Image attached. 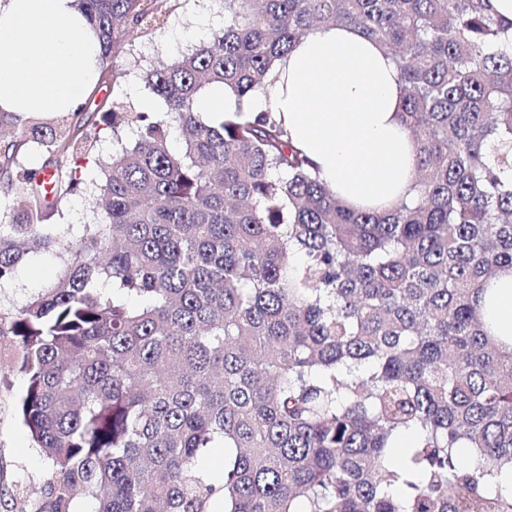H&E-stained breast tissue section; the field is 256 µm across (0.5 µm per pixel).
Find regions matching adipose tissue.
Wrapping results in <instances>:
<instances>
[{"label": "adipose tissue", "instance_id": "obj_1", "mask_svg": "<svg viewBox=\"0 0 512 512\" xmlns=\"http://www.w3.org/2000/svg\"><path fill=\"white\" fill-rule=\"evenodd\" d=\"M99 44L74 0H0V112L77 111L97 76ZM253 92L294 146L317 163L350 208L377 213L417 199L416 138L399 119L403 83L393 59L358 29L331 25L301 39ZM489 329L512 338V270L479 296Z\"/></svg>", "mask_w": 512, "mask_h": 512}]
</instances>
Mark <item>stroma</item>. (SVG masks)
I'll return each mask as SVG.
<instances>
[{
  "label": "stroma",
  "mask_w": 512,
  "mask_h": 512,
  "mask_svg": "<svg viewBox=\"0 0 512 512\" xmlns=\"http://www.w3.org/2000/svg\"><path fill=\"white\" fill-rule=\"evenodd\" d=\"M223 26V12L213 9L208 0H165L157 30L146 36L129 32L123 37L114 57L115 84L89 95L87 117L100 120L97 105L114 95L135 109H142L144 99L151 96L143 80L145 71L209 41ZM113 149L111 130H101L99 139L90 145L82 174L85 192L67 197L51 216V223H93L90 201L102 178L97 163L108 160ZM62 265V257L52 253L27 255L15 279L0 288V309L9 311L22 306L47 286ZM10 357V350L0 351V512H17V487L33 493L47 478L44 462L16 416V401L26 388V378L12 367Z\"/></svg>",
  "instance_id": "35a3bbf8"
}]
</instances>
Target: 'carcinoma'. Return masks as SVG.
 <instances>
[{"mask_svg": "<svg viewBox=\"0 0 512 512\" xmlns=\"http://www.w3.org/2000/svg\"><path fill=\"white\" fill-rule=\"evenodd\" d=\"M224 28L146 85L167 112L113 98L135 133L93 194L97 222L48 224L83 190L99 133L74 112H0V288L30 253L59 276L0 341L27 380L17 413L49 478L20 512H512V348L478 294L512 268V19L486 0H217ZM113 82L123 30L158 0H76ZM349 25L395 61L420 143L418 198L344 207L269 110L244 99L295 43ZM214 84L237 106L207 120ZM183 149L169 148L172 125ZM69 160L48 172L20 156ZM413 444L398 453L399 440ZM224 449L216 481L201 460ZM469 449L478 463L457 464Z\"/></svg>", "mask_w": 512, "mask_h": 512, "instance_id": "1", "label": "carcinoma"}]
</instances>
